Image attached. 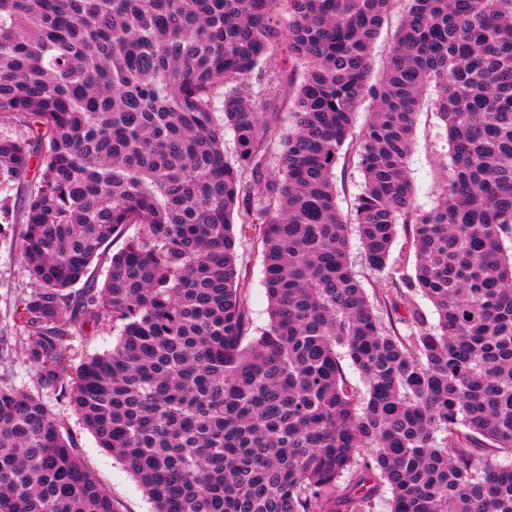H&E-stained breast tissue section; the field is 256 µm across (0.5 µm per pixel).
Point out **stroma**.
<instances>
[{
	"label": "stroma",
	"instance_id": "stroma-1",
	"mask_svg": "<svg viewBox=\"0 0 512 512\" xmlns=\"http://www.w3.org/2000/svg\"><path fill=\"white\" fill-rule=\"evenodd\" d=\"M444 130L430 110L417 117L409 174L416 188V200L425 209L438 198L443 167L449 163ZM24 225L15 222L0 230V385L22 388L42 395L53 416L63 424L80 448L82 460L116 502L119 512H153L154 506L133 474L118 458L99 448L95 437L82 424L67 400L42 390L27 358V336L23 329V302L37 289L28 275L21 255ZM246 271V286L256 326L268 321V298L263 283V266L257 247L249 241L238 249Z\"/></svg>",
	"mask_w": 512,
	"mask_h": 512
}]
</instances>
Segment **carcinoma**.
Masks as SVG:
<instances>
[{
  "mask_svg": "<svg viewBox=\"0 0 512 512\" xmlns=\"http://www.w3.org/2000/svg\"><path fill=\"white\" fill-rule=\"evenodd\" d=\"M398 2L0 0V114L20 129L0 137V192L29 188L39 285L28 359L155 512H375L383 490L389 512H512V0H405L375 78ZM277 50L288 69L258 73ZM429 90L451 167L424 210L408 159ZM286 94L274 157L258 100ZM345 148L382 310L349 261ZM255 225L259 330L237 251ZM399 225L413 277L390 264ZM119 240L103 285L73 290ZM105 320L116 344L70 376L71 328ZM0 512H119L43 399L13 387ZM402 7L403 6L401 5L397 6L389 21L384 24L379 37L376 40L372 59L374 74L379 73L385 66L392 45V34L398 24L399 19L401 18L400 11ZM363 174L353 158L345 168L340 163L336 167L337 204L344 219H351V209L355 197L361 192Z\"/></svg>",
  "mask_w": 512,
  "mask_h": 512,
  "instance_id": "1",
  "label": "carcinoma"
}]
</instances>
